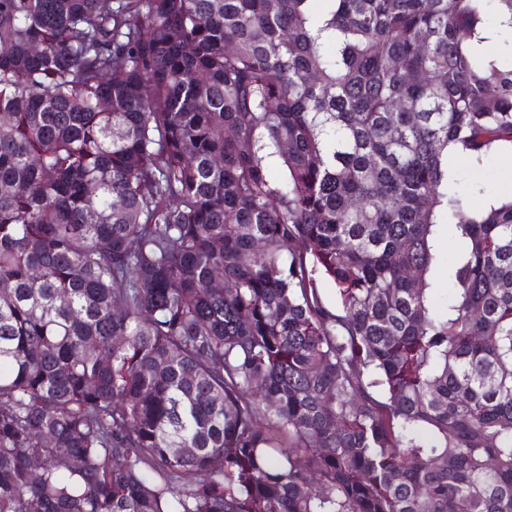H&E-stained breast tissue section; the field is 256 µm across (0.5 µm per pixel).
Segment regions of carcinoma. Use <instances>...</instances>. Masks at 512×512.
Segmentation results:
<instances>
[{
  "instance_id": "1",
  "label": "carcinoma",
  "mask_w": 512,
  "mask_h": 512,
  "mask_svg": "<svg viewBox=\"0 0 512 512\" xmlns=\"http://www.w3.org/2000/svg\"><path fill=\"white\" fill-rule=\"evenodd\" d=\"M509 32L0 0V512H512ZM451 161L460 171V187L463 191L469 192V200L472 205H481L489 195L498 193L505 187L509 191L510 188L512 189L511 154H499L484 161L479 167H474L458 156L453 157ZM481 189H484L485 193L479 195L478 192Z\"/></svg>"
}]
</instances>
